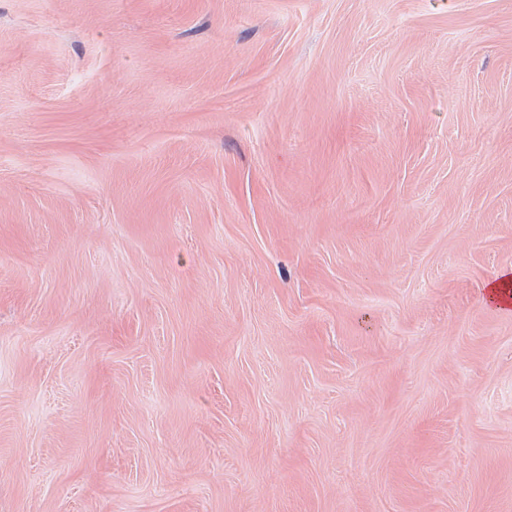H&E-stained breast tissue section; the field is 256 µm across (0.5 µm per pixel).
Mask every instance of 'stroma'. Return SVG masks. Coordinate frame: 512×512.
<instances>
[{
  "mask_svg": "<svg viewBox=\"0 0 512 512\" xmlns=\"http://www.w3.org/2000/svg\"><path fill=\"white\" fill-rule=\"evenodd\" d=\"M512 0H0V512H512ZM484 301L504 316H512V268L496 272L483 285Z\"/></svg>",
  "mask_w": 512,
  "mask_h": 512,
  "instance_id": "35a3bbf8",
  "label": "stroma"
}]
</instances>
